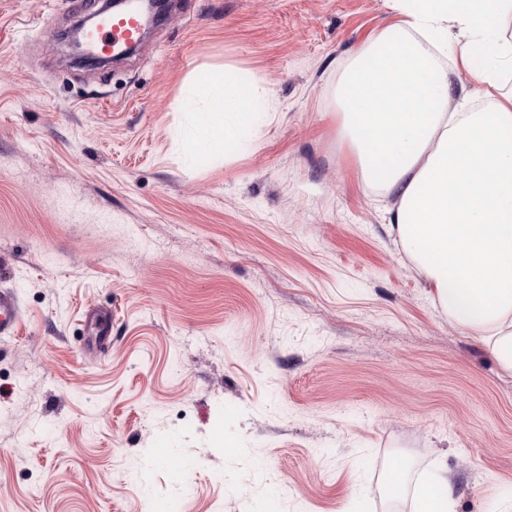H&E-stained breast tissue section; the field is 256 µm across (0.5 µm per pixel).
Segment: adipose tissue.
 Here are the masks:
<instances>
[{
  "label": "adipose tissue",
  "mask_w": 512,
  "mask_h": 512,
  "mask_svg": "<svg viewBox=\"0 0 512 512\" xmlns=\"http://www.w3.org/2000/svg\"><path fill=\"white\" fill-rule=\"evenodd\" d=\"M394 21L348 58L336 83L340 132L385 219L456 326L512 372V42L500 32L512 0H388ZM481 84L484 109L462 81ZM196 150L249 138L256 87L203 77ZM416 512H454L447 477L414 488Z\"/></svg>",
  "instance_id": "obj_1"
}]
</instances>
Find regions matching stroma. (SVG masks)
Masks as SVG:
<instances>
[{
    "instance_id": "stroma-1",
    "label": "stroma",
    "mask_w": 512,
    "mask_h": 512,
    "mask_svg": "<svg viewBox=\"0 0 512 512\" xmlns=\"http://www.w3.org/2000/svg\"><path fill=\"white\" fill-rule=\"evenodd\" d=\"M98 7L0 0V512H412L432 472L455 512H512V374L336 134L387 0H175L92 69L55 34ZM226 72L257 87L251 136L189 151L194 83ZM19 319V309L15 298L0 292V335L12 336Z\"/></svg>"
}]
</instances>
